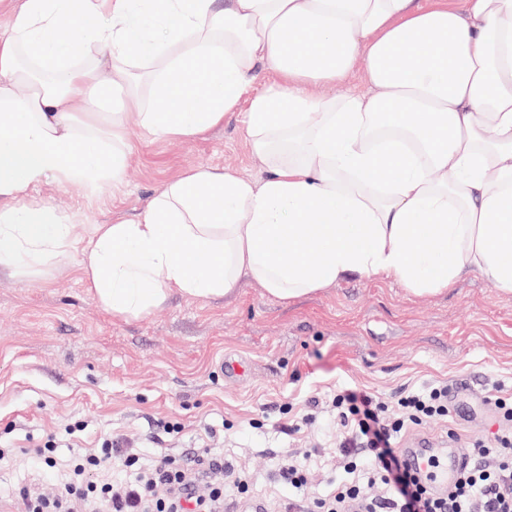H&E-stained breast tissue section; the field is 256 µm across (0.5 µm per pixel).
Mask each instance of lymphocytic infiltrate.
Instances as JSON below:
<instances>
[{"label":"lymphocytic infiltrate","instance_id":"lymphocytic-infiltrate-1","mask_svg":"<svg viewBox=\"0 0 512 512\" xmlns=\"http://www.w3.org/2000/svg\"><path fill=\"white\" fill-rule=\"evenodd\" d=\"M447 383L400 394L387 402L363 390L345 389L333 399L339 445L354 481L324 499L292 498L281 512H512V399L495 397L501 424L491 438L471 444L470 463L443 496L427 475L413 469L399 438L450 412ZM223 460L157 455L141 466L133 449L108 440L78 448L68 459L60 488L46 495L19 487L23 512H242L250 499L242 476L225 480Z\"/></svg>","mask_w":512,"mask_h":512}]
</instances>
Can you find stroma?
Segmentation results:
<instances>
[{
  "label": "stroma",
  "mask_w": 512,
  "mask_h": 512,
  "mask_svg": "<svg viewBox=\"0 0 512 512\" xmlns=\"http://www.w3.org/2000/svg\"><path fill=\"white\" fill-rule=\"evenodd\" d=\"M130 136L137 150L120 189L51 181L26 198L63 217L71 246L38 276L0 274V448L10 451L0 459V512H18L7 500L16 486L52 492L26 451L52 438L68 457L76 424L89 449L116 436L146 458L213 449L249 473L259 502L295 493L278 475V450L313 471L309 494L347 480L339 461L317 453L336 435L330 399L345 385L386 400L436 381L459 386L451 416L407 435L406 448L452 428L464 454L472 437L497 430L484 398L512 397V296L476 271L425 296L353 276L287 305L245 279L227 298L174 296L143 317L112 316L80 265L97 225L137 214L192 169L265 175L236 112L196 139ZM229 360L246 365L243 378L225 376ZM175 422L180 432L168 431Z\"/></svg>",
  "instance_id": "35a3bbf8"
}]
</instances>
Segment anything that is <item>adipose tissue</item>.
<instances>
[{"label":"adipose tissue","instance_id":"obj_1","mask_svg":"<svg viewBox=\"0 0 512 512\" xmlns=\"http://www.w3.org/2000/svg\"><path fill=\"white\" fill-rule=\"evenodd\" d=\"M357 64L367 90L319 93ZM237 110L262 179L194 169L96 227L81 266L113 315L245 278L286 302L353 274L440 294L476 271L512 295V0H16L0 271L70 247L52 210L20 206L30 188L119 184L130 126L185 140Z\"/></svg>","mask_w":512,"mask_h":512}]
</instances>
